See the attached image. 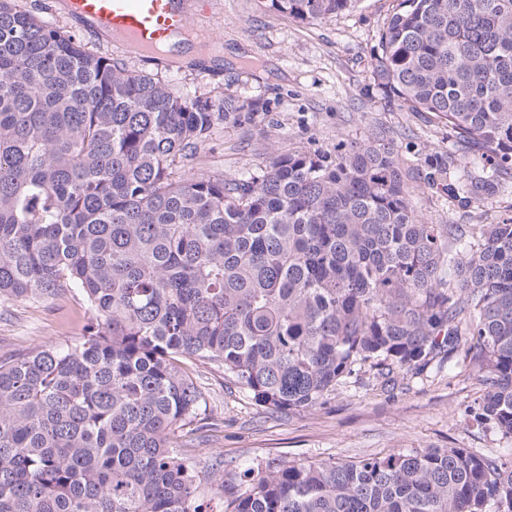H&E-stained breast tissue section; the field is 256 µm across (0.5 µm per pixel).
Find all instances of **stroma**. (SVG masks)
<instances>
[{
  "mask_svg": "<svg viewBox=\"0 0 512 512\" xmlns=\"http://www.w3.org/2000/svg\"><path fill=\"white\" fill-rule=\"evenodd\" d=\"M51 0H18L25 10L75 34L88 48L123 59L134 70L142 58L101 38ZM214 37L223 53L203 67H159L175 92L211 101L226 93L258 96L267 112L242 123H219L193 168L197 175H233L270 153L333 150L338 141L365 140L382 127L408 171L415 210L436 224L497 222L512 204L503 197L475 213L459 209L426 183L428 160L448 143V130L424 113L387 103L371 83V56L391 0H358L342 17L300 22L263 9L258 0H213ZM90 318L79 291L55 297L0 296V360L84 336ZM206 401L181 433L188 466L201 473L231 470L284 456L314 463L383 456L406 448H465L478 456L512 451L493 429L466 426L464 403L484 391L477 374L454 376L429 366L420 377L389 388L373 375L337 387L321 404L288 414L264 409L224 379L222 370L184 364Z\"/></svg>",
  "mask_w": 512,
  "mask_h": 512,
  "instance_id": "35a3bbf8",
  "label": "stroma"
}]
</instances>
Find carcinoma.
I'll return each instance as SVG.
<instances>
[{
  "label": "carcinoma",
  "mask_w": 512,
  "mask_h": 512,
  "mask_svg": "<svg viewBox=\"0 0 512 512\" xmlns=\"http://www.w3.org/2000/svg\"><path fill=\"white\" fill-rule=\"evenodd\" d=\"M301 22L357 0H263ZM375 86L448 128L431 182L474 208L512 189V0H393ZM219 107L0 0V296L78 290L92 325L0 362V512H209L173 445L202 392L180 357L290 413L371 372L481 374L465 423L512 438V215L433 224L386 130L181 174ZM475 146L481 171L455 175ZM224 512H512V458L465 448L207 471Z\"/></svg>",
  "instance_id": "cac0c4a2"
}]
</instances>
